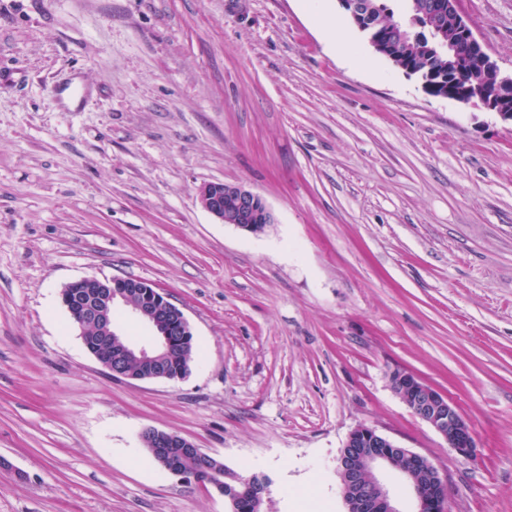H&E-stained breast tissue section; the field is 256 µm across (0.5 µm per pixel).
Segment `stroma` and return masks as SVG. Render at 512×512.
<instances>
[{"mask_svg": "<svg viewBox=\"0 0 512 512\" xmlns=\"http://www.w3.org/2000/svg\"><path fill=\"white\" fill-rule=\"evenodd\" d=\"M459 8L511 73L512 0ZM214 181L276 224L219 223ZM86 276L181 308L189 374L112 377L60 302ZM395 369L457 405L473 457ZM361 425L435 464L446 512H512V122L427 94L339 0H0V512H230L147 428L268 477L263 512H347ZM233 199L235 209L225 212L224 198ZM202 207L224 224H234L241 230L252 234H261L276 224V216L263 199L241 184L209 182L198 190ZM390 376L398 378V387L402 392L410 393L409 396L401 398L416 416L429 424L459 456H473L476 448L473 430L458 407L446 395L409 371L396 369Z\"/></svg>", "mask_w": 512, "mask_h": 512, "instance_id": "1", "label": "stroma"}]
</instances>
